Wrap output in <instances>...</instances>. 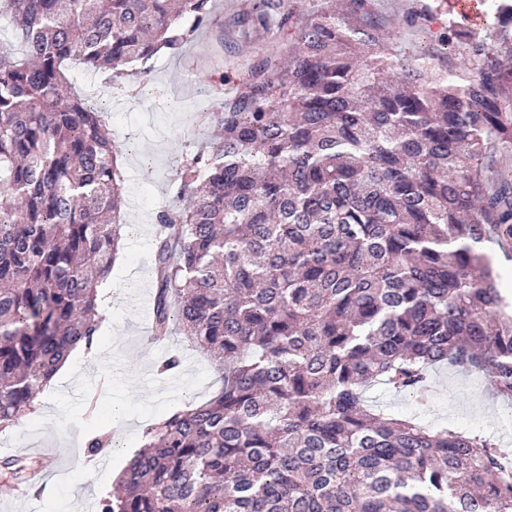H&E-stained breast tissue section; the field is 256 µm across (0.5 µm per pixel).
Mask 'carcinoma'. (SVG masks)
I'll return each instance as SVG.
<instances>
[{"mask_svg":"<svg viewBox=\"0 0 512 512\" xmlns=\"http://www.w3.org/2000/svg\"><path fill=\"white\" fill-rule=\"evenodd\" d=\"M214 0H0V428L31 413L99 326L124 178L100 111L67 90L78 61L148 82L213 23ZM259 0L238 22L290 21ZM458 53L391 55L376 21L332 0L295 27L288 62H253L200 114L217 130L156 214L153 321L207 355L222 387L146 429L98 512H512V449L367 404L423 398L446 362L512 399V304L482 251L512 240V0ZM422 9L398 28L429 25ZM28 457L0 467L24 476Z\"/></svg>","mask_w":512,"mask_h":512,"instance_id":"carcinoma-1","label":"carcinoma"}]
</instances>
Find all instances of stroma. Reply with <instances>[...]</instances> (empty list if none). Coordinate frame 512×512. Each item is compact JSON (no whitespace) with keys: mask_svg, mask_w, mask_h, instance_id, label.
<instances>
[{"mask_svg":"<svg viewBox=\"0 0 512 512\" xmlns=\"http://www.w3.org/2000/svg\"><path fill=\"white\" fill-rule=\"evenodd\" d=\"M431 6L443 21H457L454 0H369L368 10L380 23V37L400 44L410 53H429L436 45L426 28H408L395 34L398 17L418 2ZM256 0H215L216 22L175 56H160L150 84L114 86L103 77L72 62L66 76L77 94L104 110L103 117L119 142L117 166L124 177L127 205L123 222V254L112 268V324L100 335L97 361L81 362L73 377L54 392L40 397L34 413L0 430V449L34 457L36 479L53 478L52 496L31 497L9 473L0 469V512H64L78 502L80 512H97L99 499L111 491L115 476L142 444L143 430L168 417L185 402L201 404L221 389L222 383L206 355L185 337L174 336L167 346L147 345L142 332L150 331L152 307L125 305L121 288L138 280L142 291L154 290L152 275L153 229L156 213L173 202L171 186L183 154L209 137L204 125H189L191 115L211 111L217 89L233 93L240 74L259 54L282 55L294 43V29L286 25L267 28L238 26L237 14L252 10ZM179 353L181 366L171 376H158L155 365ZM120 373L107 384L96 417L86 413L88 399L97 393L96 379L109 367ZM368 397L396 414L416 416L436 430L458 429L494 434L501 445L512 448V406L492 396L478 377L445 366L434 369L427 403L376 386ZM121 419H114V409ZM110 434L111 448L105 464H89L77 435Z\"/></svg>","mask_w":512,"mask_h":512,"instance_id":"obj_1","label":"stroma"}]
</instances>
